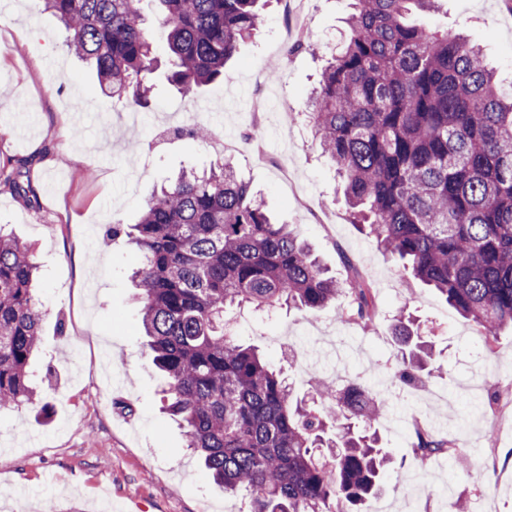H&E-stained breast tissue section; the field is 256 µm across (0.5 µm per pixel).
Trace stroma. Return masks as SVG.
Segmentation results:
<instances>
[{"label":"stroma","instance_id":"stroma-1","mask_svg":"<svg viewBox=\"0 0 512 512\" xmlns=\"http://www.w3.org/2000/svg\"><path fill=\"white\" fill-rule=\"evenodd\" d=\"M348 0H314L309 38L331 44L343 27ZM156 95L149 108L112 102L93 66L65 44V32L43 0H0V158L31 160L35 191L28 200L0 188V224L35 248L41 269L36 302L41 311L37 365L48 416L24 407L0 417V512L16 500L29 512L52 503L55 512H100L101 505L144 499L153 512H247L249 503L225 494L185 446L181 429L161 411L162 379L152 364L135 299L131 246L106 239L112 224L136 222L153 191L185 168L209 167L206 142L174 144L156 128L178 125L190 110L216 133L236 135L250 123L255 67L279 64L277 97L288 109L265 122L269 151L294 157L289 180L253 148L237 153L240 174L260 190L275 218L294 225L336 277L347 263L361 264L377 296L373 326L346 324L337 307L316 315L280 311L272 318L246 309L234 330L246 344L288 376L296 392L313 395L321 382L356 380L389 399L378 425L395 471L371 512H448L449 500L470 501V512H512V485L482 494L492 470L463 473L447 459L428 464L432 481L452 484L449 499L415 493L411 449L413 417H443L442 432L462 434L473 456L512 452V432H502L481 412H470L465 384L485 386L512 375V334L503 333L494 354L482 351L477 329L420 282L404 274L348 218V207L329 161L309 126L289 124L304 112L322 61L311 52L279 54L275 45L287 22L282 0H270L266 26L241 44L224 80L186 99L166 80V31L147 0ZM415 22L464 33L495 68L501 90L512 89V0H441ZM94 237H87V226ZM414 320L443 366L430 388L450 393L451 403L421 400L418 388L394 390L397 319Z\"/></svg>","mask_w":512,"mask_h":512}]
</instances>
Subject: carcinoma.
<instances>
[{"label":"carcinoma","instance_id":"obj_1","mask_svg":"<svg viewBox=\"0 0 512 512\" xmlns=\"http://www.w3.org/2000/svg\"><path fill=\"white\" fill-rule=\"evenodd\" d=\"M143 2L45 0L100 86L139 107L155 70ZM152 2L168 28L167 80L186 98L221 83L226 62L265 21L260 0ZM438 2L351 0L348 35L305 116L352 223L473 322L490 353L512 330V94L496 86L478 46L407 21L410 6L429 12ZM174 137L215 133L196 124ZM21 177L0 167V187L26 195ZM122 235L142 258L134 279L165 410L213 480L246 491L249 512H369L391 465L375 428L388 400L357 381L300 399L224 320L245 307L314 314L345 296L342 319L366 327L377 308L364 278L331 275L227 157L180 172L136 223L112 225V238ZM36 287L30 247L0 229V413L47 408L31 364L41 336ZM394 340V378L412 387L428 348L402 319ZM414 445L424 458L469 457L458 440L427 432Z\"/></svg>","mask_w":512,"mask_h":512}]
</instances>
